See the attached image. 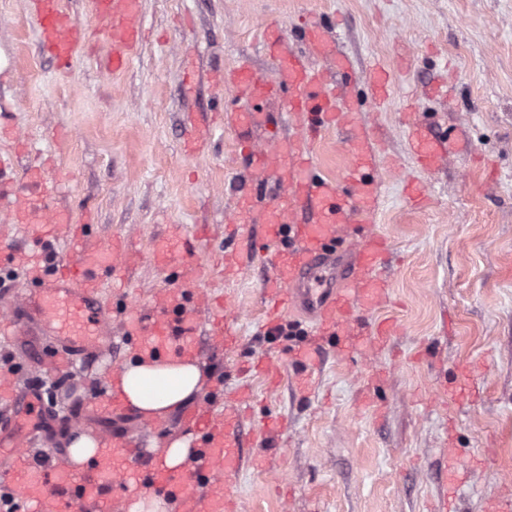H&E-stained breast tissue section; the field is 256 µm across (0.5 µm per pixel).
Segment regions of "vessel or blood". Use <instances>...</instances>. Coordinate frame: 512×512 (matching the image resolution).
Segmentation results:
<instances>
[{"label":"vessel or blood","mask_w":512,"mask_h":512,"mask_svg":"<svg viewBox=\"0 0 512 512\" xmlns=\"http://www.w3.org/2000/svg\"><path fill=\"white\" fill-rule=\"evenodd\" d=\"M94 13L111 45L113 70L125 68L140 43L138 0H93ZM34 19L39 40L60 67H67L88 40L87 29L69 12L62 0H35ZM308 41L318 55L332 56L336 43L320 26H311ZM269 52L277 67L272 79L256 77L245 66L225 77L238 93L252 101L271 98L278 86L293 89L288 110L301 132L309 128L352 126L357 150L352 155V186L341 191L332 176L306 175L309 160L303 140L288 139L271 145L268 166L254 167L255 180H264L275 170L288 197L270 209L262 226L265 244L275 245L273 274L265 290L272 312L259 322L256 333L276 336L282 323L279 308H293L302 299V286L322 266L337 265V287L327 298L317 301L314 319L322 334L355 348L356 338L366 335L362 319L354 308L370 311L387 299L389 286L378 265L385 249L383 241L366 231L365 224L379 203L377 178L373 174L376 151L368 128L359 126L355 112L343 106L346 88L327 82L303 57L284 55L278 43ZM237 128V144L245 163L252 164V130L275 124L274 115L264 112L231 114ZM27 188L15 197L9 216L10 232L0 235V268L23 267L33 289L14 292L0 307V335L17 336L37 342L49 339L53 353L48 362L63 368L79 360H92L112 351L113 333L138 338L143 354L199 358L191 341L198 323L200 267L195 261L173 265L162 249L153 254L155 264L173 274V288L162 290L150 318L139 316L133 302H126V319L113 325L112 310L101 296L102 275L127 272L138 255L128 244L105 250L91 235V227L80 224L76 234L81 247L74 260L46 261L53 242L69 219L53 206L52 191L43 173L30 171ZM315 204L316 220L296 224L287 215L293 204ZM0 401L12 407L26 421L25 429H0V482L11 486L26 501H34L40 512H114L117 490L123 489L129 472H136L142 490L167 493L179 512H236L229 495L209 492L218 473L233 474L241 466V421L248 400H240L229 412H214L200 406L185 417L197 436V448L190 467L174 474L150 459L137 442L114 435L99 439L97 468L91 473L74 469L70 461L57 460L53 470L37 467L26 454L25 444L39 433L41 401L36 392L15 390L13 383L0 378ZM125 402L117 391L109 390L90 405L95 415L122 413Z\"/></svg>","instance_id":"b4317fda"}]
</instances>
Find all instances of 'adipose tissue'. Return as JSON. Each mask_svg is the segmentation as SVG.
I'll list each match as a JSON object with an SVG mask.
<instances>
[{
    "mask_svg": "<svg viewBox=\"0 0 512 512\" xmlns=\"http://www.w3.org/2000/svg\"><path fill=\"white\" fill-rule=\"evenodd\" d=\"M113 385L143 419L160 421L200 391L203 375L193 360L139 357L121 368Z\"/></svg>",
    "mask_w": 512,
    "mask_h": 512,
    "instance_id": "1",
    "label": "adipose tissue"
}]
</instances>
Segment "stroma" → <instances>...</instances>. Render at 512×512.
Masks as SVG:
<instances>
[{"instance_id":"obj_1","label":"stroma","mask_w":512,"mask_h":512,"mask_svg":"<svg viewBox=\"0 0 512 512\" xmlns=\"http://www.w3.org/2000/svg\"><path fill=\"white\" fill-rule=\"evenodd\" d=\"M32 9L33 0H0V128L15 131L0 137V155L14 157L20 177L53 159L47 178L72 222L93 225L103 241L135 231L146 256L173 224L183 231L177 258L233 249L237 202L281 193L277 183H248L235 131L218 118L246 107L220 70L274 71L262 29L301 50L300 29L322 20L353 65L340 80L383 147L373 226L390 247L391 293L372 318L395 333L363 356L326 343L301 393L291 354L302 337L254 333L271 253L239 277L213 271L201 281L205 295L226 301L239 342L216 352L198 332V397L253 400L245 463L217 481L240 512H436L443 501L447 512H486L512 495V0H139L145 38L118 73L99 32L60 68L38 41ZM377 67L391 76L380 105ZM191 119L210 127L197 155L184 145ZM420 136L461 139L467 150L427 172L417 164ZM350 150L340 132H323L315 165L347 177ZM172 283L146 259L130 277L106 279L102 294L115 304L133 296L148 316L155 292ZM267 360L281 376L274 390L254 369ZM112 377L106 364L79 362L55 379L30 454H67L83 418L91 434L117 432L149 451L194 439L179 410L149 431L131 409L86 418L87 399ZM455 393L464 405L450 415ZM267 408L286 426L275 446L261 429ZM260 455L269 467L251 465ZM450 457L465 465L452 484Z\"/></svg>"}]
</instances>
